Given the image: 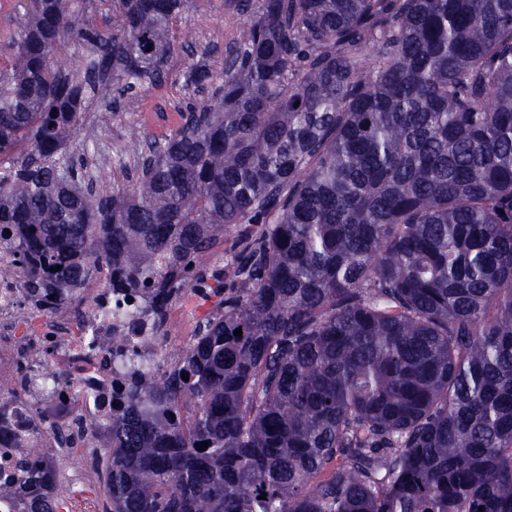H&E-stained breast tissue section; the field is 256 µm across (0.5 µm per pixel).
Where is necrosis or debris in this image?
<instances>
[{
  "instance_id": "obj_1",
  "label": "necrosis or debris",
  "mask_w": 512,
  "mask_h": 512,
  "mask_svg": "<svg viewBox=\"0 0 512 512\" xmlns=\"http://www.w3.org/2000/svg\"><path fill=\"white\" fill-rule=\"evenodd\" d=\"M27 284L15 239L0 238V381L10 383L0 417V512H27L31 486L19 464L36 455L54 492L99 486L98 477L68 470L70 448L102 453L113 384L134 368L158 375L178 358L163 347L148 298L113 292L109 269L79 291L73 316L52 299H33Z\"/></svg>"
}]
</instances>
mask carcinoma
I'll list each match as a JSON object with an SVG mask.
<instances>
[{"label": "carcinoma", "mask_w": 512, "mask_h": 512, "mask_svg": "<svg viewBox=\"0 0 512 512\" xmlns=\"http://www.w3.org/2000/svg\"><path fill=\"white\" fill-rule=\"evenodd\" d=\"M227 4L220 96L107 192L65 142L103 83L161 80L181 0H122L112 36L16 2L0 235L43 288L104 264L157 318L217 298L116 398L105 512H512V0Z\"/></svg>", "instance_id": "carcinoma-1"}]
</instances>
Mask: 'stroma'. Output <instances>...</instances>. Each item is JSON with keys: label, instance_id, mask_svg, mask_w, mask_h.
Instances as JSON below:
<instances>
[{"label": "stroma", "instance_id": "35a3bbf8", "mask_svg": "<svg viewBox=\"0 0 512 512\" xmlns=\"http://www.w3.org/2000/svg\"><path fill=\"white\" fill-rule=\"evenodd\" d=\"M240 22L225 0H184L171 23L174 46L162 63L163 81L143 83L123 95L115 86L102 84L100 100L112 107L110 121L103 125L94 113H85L67 152L82 155L90 175L110 172L121 163L131 177H138L149 143L163 141L178 129L188 107L213 102ZM196 64L205 66L211 75L201 87L188 83L189 70Z\"/></svg>", "mask_w": 512, "mask_h": 512}]
</instances>
